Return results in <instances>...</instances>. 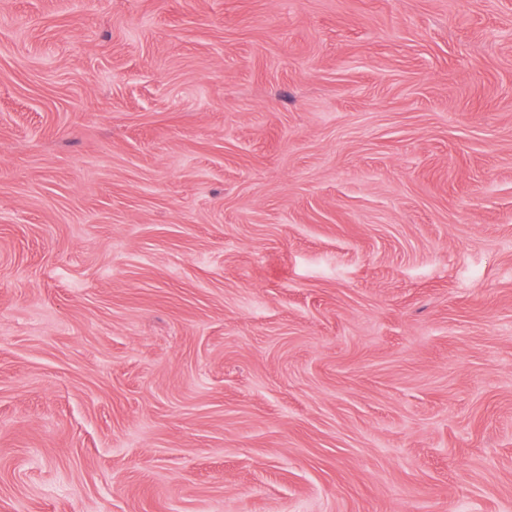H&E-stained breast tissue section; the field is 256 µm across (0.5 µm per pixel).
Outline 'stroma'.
<instances>
[{
    "mask_svg": "<svg viewBox=\"0 0 512 512\" xmlns=\"http://www.w3.org/2000/svg\"><path fill=\"white\" fill-rule=\"evenodd\" d=\"M0 512H512V0H0Z\"/></svg>",
    "mask_w": 512,
    "mask_h": 512,
    "instance_id": "obj_1",
    "label": "stroma"
}]
</instances>
